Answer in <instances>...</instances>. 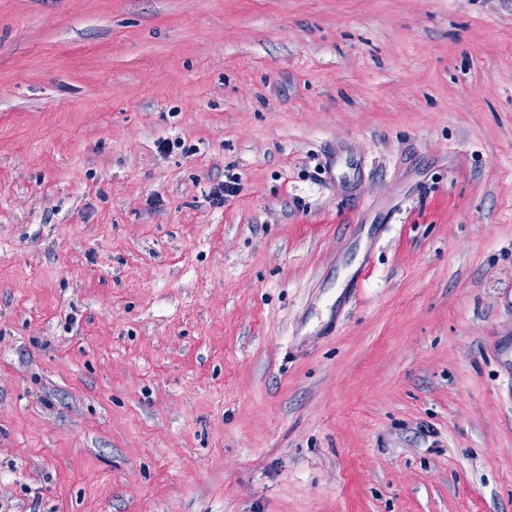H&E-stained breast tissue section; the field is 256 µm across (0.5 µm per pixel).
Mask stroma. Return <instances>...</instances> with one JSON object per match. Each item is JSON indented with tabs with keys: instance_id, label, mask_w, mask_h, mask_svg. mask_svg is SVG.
<instances>
[{
	"instance_id": "stroma-1",
	"label": "stroma",
	"mask_w": 512,
	"mask_h": 512,
	"mask_svg": "<svg viewBox=\"0 0 512 512\" xmlns=\"http://www.w3.org/2000/svg\"><path fill=\"white\" fill-rule=\"evenodd\" d=\"M0 512H512V0H0Z\"/></svg>"
}]
</instances>
